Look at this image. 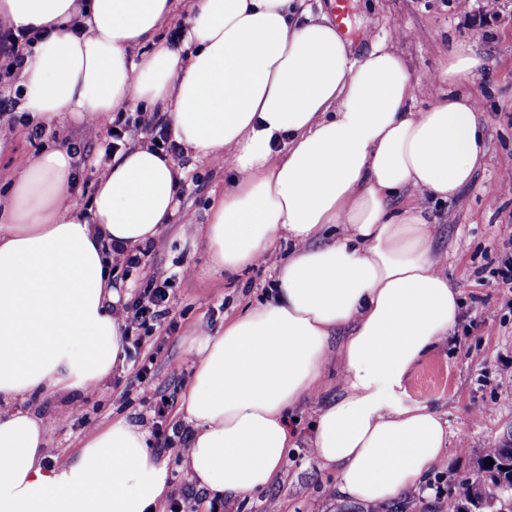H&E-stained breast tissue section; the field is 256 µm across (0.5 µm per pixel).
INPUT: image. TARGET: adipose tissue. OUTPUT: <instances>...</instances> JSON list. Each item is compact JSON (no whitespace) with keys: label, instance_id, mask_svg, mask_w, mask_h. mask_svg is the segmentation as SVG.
I'll return each instance as SVG.
<instances>
[{"label":"adipose tissue","instance_id":"1","mask_svg":"<svg viewBox=\"0 0 512 512\" xmlns=\"http://www.w3.org/2000/svg\"><path fill=\"white\" fill-rule=\"evenodd\" d=\"M301 0H192L180 48L158 39L173 0H0V23L48 29L21 67L17 111L49 125L139 101L165 113L193 155L236 172L198 233L217 272L288 252L263 303L190 340L179 407L190 482L235 499L270 486L296 437L289 418L323 386L310 446L337 500L370 506L417 492L448 459V422L404 385L460 319L428 201L469 185L486 153L468 90L483 61L456 44L448 92L412 108L401 58L353 55ZM84 12L86 32L69 25ZM140 56H133L134 48ZM74 155L30 159L0 206V512H158L170 485L149 434L116 416L48 462L33 395L94 392L124 358L105 243L133 249L169 224L185 172L154 147L116 153L91 219L70 196Z\"/></svg>","mask_w":512,"mask_h":512}]
</instances>
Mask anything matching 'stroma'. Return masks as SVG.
I'll return each instance as SVG.
<instances>
[{
    "label": "stroma",
    "instance_id": "1",
    "mask_svg": "<svg viewBox=\"0 0 512 512\" xmlns=\"http://www.w3.org/2000/svg\"><path fill=\"white\" fill-rule=\"evenodd\" d=\"M482 0H348L343 35L358 48L385 41L403 60L415 84L414 106L426 108L448 91L439 78L448 49L466 41L483 55L486 68L470 84L486 127L484 163L476 178L458 196L429 203L435 246L443 256L442 270L459 288L460 322L448 342L430 353L406 385L407 401H429L446 417L448 463L437 468L421 490L401 501L402 512H445L449 496L462 484L480 479L477 461L484 449L512 435V306L489 272L503 251L500 227L512 224V0H499L495 20L473 23ZM6 142L0 151V197H7L12 178L28 158L51 147L66 148L79 157L71 190L80 215H88L98 171L107 164L104 119L66 117L41 136L14 124L0 130ZM175 161L186 170L176 213L149 245L147 269L175 273L168 319L172 329L157 328L138 360H123L97 392L71 399L38 401L39 414L53 418L48 453L59 457L80 448L91 431L123 415L151 429L156 400L178 405L192 378L194 358L188 340L194 333L223 330L224 323L268 298L274 267L288 252L278 244L264 264L234 275L213 273L196 225L206 223L213 195L223 193L232 172L210 158H193L178 150ZM147 362L144 380L135 377L134 362ZM82 406L87 418L73 416ZM293 427L296 447L285 475L271 486L240 498L232 512H373L372 508L336 501L331 488L336 473L321 468L308 440L315 408L300 407Z\"/></svg>",
    "mask_w": 512,
    "mask_h": 512
}]
</instances>
